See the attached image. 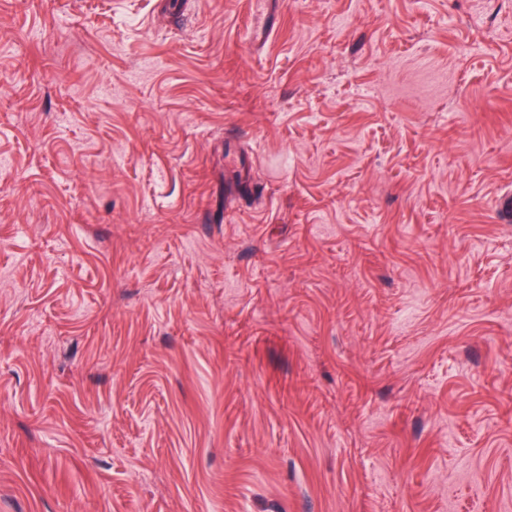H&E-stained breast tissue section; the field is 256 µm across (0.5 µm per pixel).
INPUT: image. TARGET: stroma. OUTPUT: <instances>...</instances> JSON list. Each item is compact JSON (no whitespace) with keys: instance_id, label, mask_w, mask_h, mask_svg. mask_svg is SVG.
Returning a JSON list of instances; mask_svg holds the SVG:
<instances>
[{"instance_id":"35a3bbf8","label":"stroma","mask_w":512,"mask_h":512,"mask_svg":"<svg viewBox=\"0 0 512 512\" xmlns=\"http://www.w3.org/2000/svg\"><path fill=\"white\" fill-rule=\"evenodd\" d=\"M0 0V512H512V5Z\"/></svg>"}]
</instances>
